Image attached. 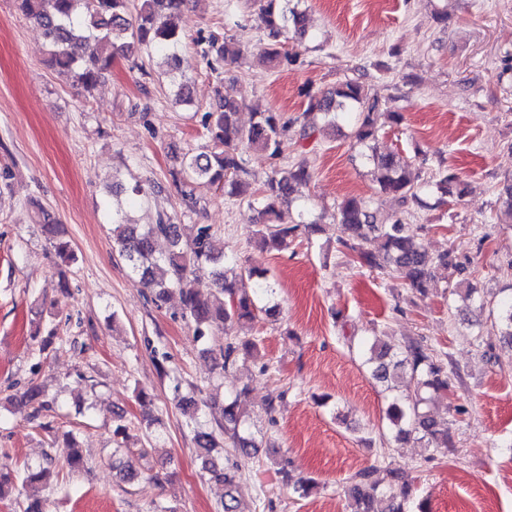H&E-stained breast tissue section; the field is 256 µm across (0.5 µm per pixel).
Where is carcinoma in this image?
I'll return each mask as SVG.
<instances>
[{
    "instance_id": "1",
    "label": "carcinoma",
    "mask_w": 512,
    "mask_h": 512,
    "mask_svg": "<svg viewBox=\"0 0 512 512\" xmlns=\"http://www.w3.org/2000/svg\"><path fill=\"white\" fill-rule=\"evenodd\" d=\"M252 2L265 34L264 58L274 67L295 61L296 55L286 50V43L290 39L300 43L308 35V13L300 8L302 0ZM17 3L21 12L43 29L44 46L52 65L83 91L91 92L119 56L144 54L150 58L161 54L167 59L175 100L192 104L189 82L176 74L177 48L182 38L177 19L184 0H17ZM207 43L216 54L215 60L207 61L213 71L224 62H236L244 56L245 48L231 38L220 44L210 36ZM306 99V108L296 118L299 130L294 131L293 122L281 112H256L249 125L240 124V100L229 87L218 92L215 106L202 116L211 150L196 156L186 154L181 160L184 195H193L194 183L203 181L231 197L247 201L258 213V224L252 235L267 248L287 245L301 229L309 235L315 234L320 231L318 221L306 220L301 209L291 211L292 203L304 198V189L311 179L309 166L303 160L287 167L281 165L284 149L296 138H310L318 120L334 126L336 118L348 117L353 120L354 138L366 148L362 158L370 167L372 181L391 202V211L385 215L358 197L348 198L337 207L334 220L345 234L340 242L350 251L352 261L370 269L393 270L422 295L430 286L435 267L462 272L463 268L453 262L450 253H430L421 241L419 228L405 221L410 203L419 200L423 192L434 190L442 201L461 194L457 174L440 161L431 179L419 183L413 178L408 162L394 153L377 150L380 127L387 122L399 123L402 113L385 111L381 100L357 79L339 82L326 91H309ZM248 150L267 154L273 163L272 174L260 189L252 188L247 179L244 153ZM112 195L125 196L124 204L132 206L146 191L138 183L128 187L114 184ZM121 212L118 203L112 209L113 246L134 273L158 288L155 301L174 290L178 292L181 316L193 324L196 339L252 324L259 311L255 297L267 293L271 286L265 276L247 274L236 259L224 256L214 245L210 225L174 224L172 217L162 214L154 224H131L122 218ZM161 237L167 240L168 250L158 253L155 242ZM369 238L377 241V248L365 251L358 241ZM246 276L255 279L252 296L240 287ZM500 293L497 300L489 303L470 285L465 298L481 308L490 306L492 327L512 345V288H503ZM259 347L260 340L255 337L228 339L219 347L218 367L225 370L241 358L253 357ZM364 352L371 378L391 393L385 418L394 440L413 438L436 449L453 447L450 431L439 428L432 413L436 398L448 391V372L440 356L412 340L396 350L372 343L365 346ZM399 379L404 380L408 391L404 397L395 394ZM20 400L30 408L32 421L45 416L53 405L42 387L33 382L27 385ZM207 406L206 399L179 402L198 448L202 469L211 479L224 484L223 512H237L235 490L241 467L221 461L220 438H228L234 455L241 459L250 457L251 449L259 447V442L255 435L242 433L247 412L238 398L224 400L223 419L211 429L200 427L199 422V414ZM63 454L70 471L78 472L84 467L82 449L70 435L66 437ZM279 474L301 498L317 488V482L311 478L295 480L283 468ZM58 476L55 457L51 454L46 455L45 462L20 470L0 463V499L22 486L29 490L23 512H48L49 499L41 495V490L52 485ZM346 493L351 512H376L373 503L380 496L388 501L385 512H408L411 488L402 481L398 471L373 466L352 476Z\"/></svg>"
}]
</instances>
